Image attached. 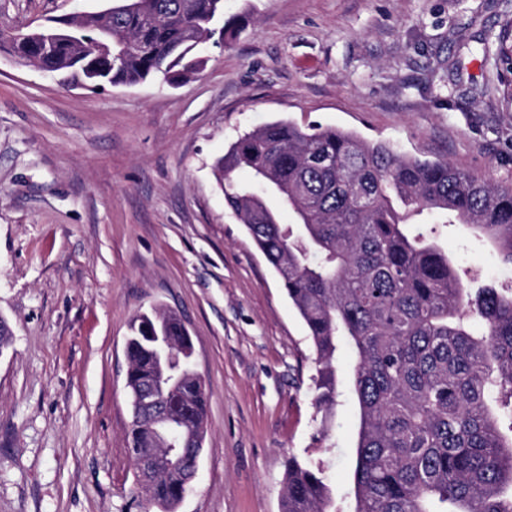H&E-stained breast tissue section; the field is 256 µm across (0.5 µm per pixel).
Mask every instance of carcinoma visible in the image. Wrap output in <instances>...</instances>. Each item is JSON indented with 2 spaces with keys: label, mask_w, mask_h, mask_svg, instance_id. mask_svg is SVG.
Listing matches in <instances>:
<instances>
[{
  "label": "carcinoma",
  "mask_w": 512,
  "mask_h": 512,
  "mask_svg": "<svg viewBox=\"0 0 512 512\" xmlns=\"http://www.w3.org/2000/svg\"><path fill=\"white\" fill-rule=\"evenodd\" d=\"M112 15L0 34L22 61L88 88L196 72L199 46L240 28L224 0H112ZM509 30L483 42V66L512 75ZM243 169L250 181L233 174ZM227 207L280 278L316 365L314 406L327 426L339 396L336 352L355 353L349 388L359 428L349 473L353 512H512V296L472 299L438 241L437 225L467 224L512 268V186L446 160L421 161L336 127L276 120L232 142L216 163ZM293 223L282 222V213ZM185 370L170 400L179 446L206 431V392L188 363L175 313L138 316L127 341L129 400L163 397L164 345ZM282 512H333L322 468L292 456ZM184 465L144 485L171 510Z\"/></svg>",
  "instance_id": "carcinoma-1"
}]
</instances>
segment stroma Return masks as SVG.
<instances>
[{
  "label": "stroma",
  "instance_id": "obj_1",
  "mask_svg": "<svg viewBox=\"0 0 512 512\" xmlns=\"http://www.w3.org/2000/svg\"><path fill=\"white\" fill-rule=\"evenodd\" d=\"M109 0H0V32ZM242 18L205 69L67 87L0 50V512H159L127 434L129 326L176 312L207 394V433L178 512H281L286 461L322 467L338 512L357 407L341 390L317 441L314 354L273 269L226 207L215 162L284 119L393 142L512 186V83L481 40L512 0H224ZM461 277L512 288L493 247L441 227Z\"/></svg>",
  "mask_w": 512,
  "mask_h": 512
}]
</instances>
